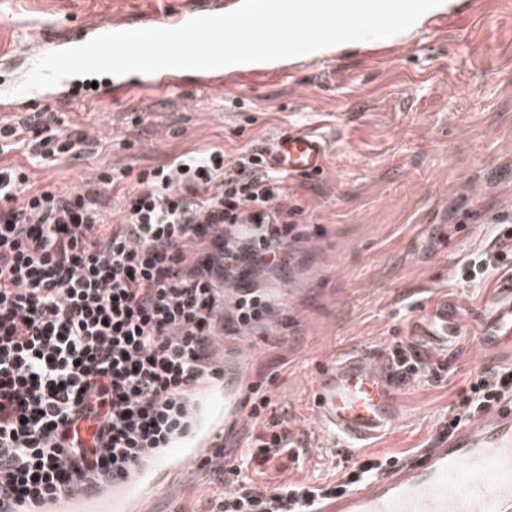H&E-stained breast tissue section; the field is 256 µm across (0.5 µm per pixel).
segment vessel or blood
Wrapping results in <instances>:
<instances>
[{
  "label": "vessel or blood",
  "instance_id": "1",
  "mask_svg": "<svg viewBox=\"0 0 512 512\" xmlns=\"http://www.w3.org/2000/svg\"><path fill=\"white\" fill-rule=\"evenodd\" d=\"M223 4L188 0L184 9L143 20L146 28H177L202 15L223 13ZM125 16L94 21L79 35L58 25L39 29L21 56L36 60L43 55L84 43L105 33L128 30ZM224 69H163L143 75L136 82H115L100 91L103 99L123 100L160 87L180 88L191 83L198 91L224 84ZM66 83L12 95L0 100V112H26L35 106L54 104ZM326 142L316 130L289 127L272 146L278 168L288 177L323 173ZM478 343L485 353L512 348V276L495 291V298L478 317ZM417 334L427 350L450 352L471 334L457 307L447 300H431L429 312ZM249 384L244 367L226 369L223 383L200 385L196 430L178 441L181 457L163 449L154 461L112 484V512H146L148 500L158 491L159 474L176 475L181 459L201 462L207 455L212 432L236 416L242 393ZM311 413L327 447L345 445L348 450L391 430L402 416L398 387L392 369L380 354L357 352L332 358L315 378ZM176 447V448H177ZM317 512H512V405L480 414L469 424L391 472L368 480L336 498L324 501Z\"/></svg>",
  "mask_w": 512,
  "mask_h": 512
}]
</instances>
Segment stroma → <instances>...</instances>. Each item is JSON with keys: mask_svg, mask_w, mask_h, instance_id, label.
I'll use <instances>...</instances> for the list:
<instances>
[{"mask_svg": "<svg viewBox=\"0 0 512 512\" xmlns=\"http://www.w3.org/2000/svg\"><path fill=\"white\" fill-rule=\"evenodd\" d=\"M473 9L466 29L448 12L376 55L341 45L327 56L284 64L240 87L229 77L210 95L162 90L144 100L64 111L63 131L96 143L87 157L46 167L22 152L33 181L67 190L115 166L135 175L212 147L234 160L240 149L272 147L288 126L304 124L328 144L326 170L284 181L300 208L302 240L285 271L249 277L274 299L275 318L247 354L252 380H265L277 408L303 432L298 462L255 476L256 486L331 480L337 455L318 447L308 391L331 355L413 340L432 297L458 302L471 316L492 298L504 272L461 283L457 264L488 247L495 224L512 217V0H456ZM163 0H0V13L47 16L74 32L114 13L163 11ZM448 371L402 386L403 418L368 443L370 454L433 445L458 390L474 373L512 363V350L484 356L467 342ZM220 474L187 467L163 486L151 512H208L224 493Z\"/></svg>", "mask_w": 512, "mask_h": 512, "instance_id": "1", "label": "stroma"}]
</instances>
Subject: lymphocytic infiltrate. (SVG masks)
Returning a JSON list of instances; mask_svg holds the SVG:
<instances>
[{
  "label": "lymphocytic infiltrate",
  "mask_w": 512,
  "mask_h": 512,
  "mask_svg": "<svg viewBox=\"0 0 512 512\" xmlns=\"http://www.w3.org/2000/svg\"><path fill=\"white\" fill-rule=\"evenodd\" d=\"M61 125L51 106L25 125L0 123V504L112 482L187 436L192 388L222 382L227 359L252 348L272 313L271 296L245 277L288 268L299 239V210L264 148L230 163L210 148L136 175L112 169L102 186L136 178L117 212L101 189L33 187L4 157L25 149L51 167L87 153V134ZM501 269L512 273L508 222L457 274L471 282ZM508 399L512 364L475 374L438 436ZM246 401L262 432L233 463L212 445L214 471L235 488L217 512H313L403 462L369 456L337 466L330 482L257 490L253 474L298 459L300 441L261 384ZM88 419L89 445L79 436Z\"/></svg>",
  "instance_id": "obj_1"
}]
</instances>
